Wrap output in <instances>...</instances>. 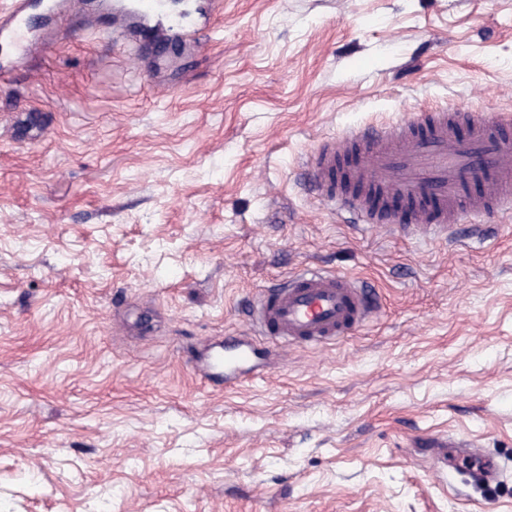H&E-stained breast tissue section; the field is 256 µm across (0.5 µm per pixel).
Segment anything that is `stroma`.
<instances>
[{"instance_id": "obj_1", "label": "stroma", "mask_w": 512, "mask_h": 512, "mask_svg": "<svg viewBox=\"0 0 512 512\" xmlns=\"http://www.w3.org/2000/svg\"><path fill=\"white\" fill-rule=\"evenodd\" d=\"M201 40L151 69L76 17L0 79V512H512V217L423 240L302 186L344 130L512 113V0H224ZM309 265L385 311L202 385Z\"/></svg>"}]
</instances>
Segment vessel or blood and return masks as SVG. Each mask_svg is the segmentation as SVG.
<instances>
[{
    "label": "vessel or blood",
    "instance_id": "obj_1",
    "mask_svg": "<svg viewBox=\"0 0 512 512\" xmlns=\"http://www.w3.org/2000/svg\"><path fill=\"white\" fill-rule=\"evenodd\" d=\"M163 0H137L134 7L113 6V21L150 27L163 12ZM29 0H13L0 13V42L17 55L37 49L25 17ZM512 116H487L480 107L455 104L420 113L397 126L368 125L324 140L313 152L312 184L328 202L344 189L336 183L339 163L352 167L350 183L369 184L378 203L355 196L354 212L365 224L390 223L391 194L419 202L417 227L445 233L465 219L512 212V146L503 133ZM481 191L468 195V185ZM380 309L371 286L343 274L308 270L286 283L263 289L254 311L259 333L273 344L323 346L350 337Z\"/></svg>",
    "mask_w": 512,
    "mask_h": 512
}]
</instances>
